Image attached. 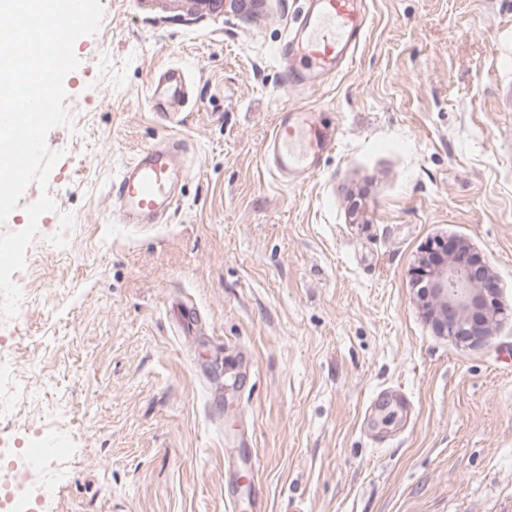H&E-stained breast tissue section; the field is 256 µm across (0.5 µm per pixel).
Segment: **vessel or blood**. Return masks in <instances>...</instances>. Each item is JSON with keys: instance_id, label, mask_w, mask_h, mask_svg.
<instances>
[{"instance_id": "1", "label": "vessel or blood", "mask_w": 512, "mask_h": 512, "mask_svg": "<svg viewBox=\"0 0 512 512\" xmlns=\"http://www.w3.org/2000/svg\"><path fill=\"white\" fill-rule=\"evenodd\" d=\"M366 25L363 0H306L290 39L279 51L288 72L286 87H311L336 76L352 61ZM186 83L183 68L162 72L152 89L157 110H167L184 99ZM335 140L333 129L316 111L298 108L283 112L265 143L267 168L283 182L306 180L317 172ZM184 150V142L177 139L154 145L142 149L119 171L111 184L118 223L139 224L172 209L174 186L186 174L178 162Z\"/></svg>"}]
</instances>
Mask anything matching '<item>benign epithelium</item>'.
<instances>
[{"label": "benign epithelium", "instance_id": "1", "mask_svg": "<svg viewBox=\"0 0 512 512\" xmlns=\"http://www.w3.org/2000/svg\"><path fill=\"white\" fill-rule=\"evenodd\" d=\"M412 273L423 285L420 298L439 334L467 345L482 341L500 314L499 287L477 257L452 239L440 241L426 249Z\"/></svg>", "mask_w": 512, "mask_h": 512}]
</instances>
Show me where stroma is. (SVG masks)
Returning a JSON list of instances; mask_svg holds the SVG:
<instances>
[{
	"instance_id": "obj_1",
	"label": "stroma",
	"mask_w": 512,
	"mask_h": 512,
	"mask_svg": "<svg viewBox=\"0 0 512 512\" xmlns=\"http://www.w3.org/2000/svg\"><path fill=\"white\" fill-rule=\"evenodd\" d=\"M64 80L71 123L0 324L16 385L0 478L23 445L64 448L35 512H254L228 462L259 466L265 512H512V0H365L333 80L287 90L301 0L212 21L100 0ZM180 66L173 122L150 97ZM305 107L336 144L302 183L263 146ZM174 135L189 173L160 224L112 221L110 185ZM438 238L486 264L504 309L468 346L434 330L412 268ZM198 311L181 318L183 303Z\"/></svg>"
}]
</instances>
